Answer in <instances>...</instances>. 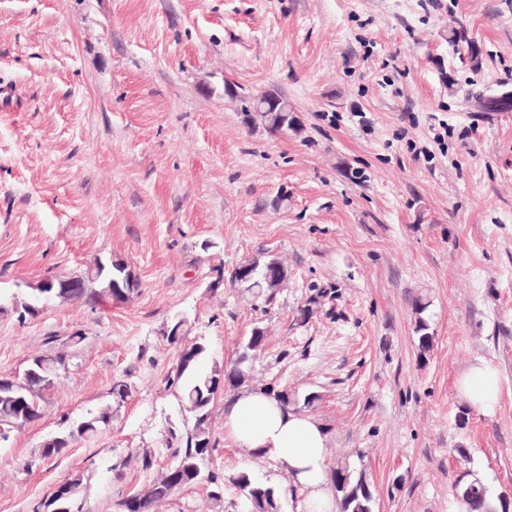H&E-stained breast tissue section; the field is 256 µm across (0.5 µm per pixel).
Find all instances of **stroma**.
<instances>
[{
  "label": "stroma",
  "mask_w": 512,
  "mask_h": 512,
  "mask_svg": "<svg viewBox=\"0 0 512 512\" xmlns=\"http://www.w3.org/2000/svg\"><path fill=\"white\" fill-rule=\"evenodd\" d=\"M459 27L477 61L450 51ZM269 89L300 135L245 124L246 97ZM505 92L512 0H0V376L66 361L42 419L0 445V512H33L73 479L72 512H123L175 461L193 425L166 386L179 314L208 345L205 371L265 328L244 390L317 394L328 466L364 473L375 512H450L474 478L512 494V107L484 104ZM261 255L288 268L271 305L216 285ZM100 258L128 266L130 300L24 315L42 279ZM480 360L500 376L488 413L457 391ZM102 406L106 429L41 458ZM209 425L222 505L195 485L158 512H238L246 469L304 512L287 471L225 432L223 400ZM428 307L429 304L423 302L422 299H417L414 303L415 314L417 315L414 333L417 336V346L422 356L431 350L435 338L434 334L430 331L429 322L423 316Z\"/></svg>",
  "instance_id": "35a3bbf8"
}]
</instances>
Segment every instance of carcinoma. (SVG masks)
Wrapping results in <instances>:
<instances>
[{
	"instance_id": "1",
	"label": "carcinoma",
	"mask_w": 512,
	"mask_h": 512,
	"mask_svg": "<svg viewBox=\"0 0 512 512\" xmlns=\"http://www.w3.org/2000/svg\"><path fill=\"white\" fill-rule=\"evenodd\" d=\"M448 45L459 58H478V49L468 37L466 30L453 29L446 37ZM245 122L253 128H262L269 134L290 131L301 132L294 113L249 111L243 108ZM127 268L125 263L112 262L111 270L101 271L102 260H97L92 268L83 274L85 287L61 288V278L45 277L38 289L22 303L23 311L30 315L38 313L50 301L68 302L87 297L107 295L116 301H126L134 293L137 282L118 291L112 289L110 275L116 268ZM287 280V269L275 258H253L240 263L231 274V285L250 292L266 302L273 300L276 291ZM429 304L418 299L414 303L416 322L414 333L420 355H425L434 344V336L424 313ZM186 324L172 321L166 332L171 344L179 346L174 376L167 379V386L178 389V399L182 407L194 419L193 427L186 436L184 452L171 463L144 491L121 502L125 512H154L155 506L168 499L175 492L205 481L213 485L210 498L217 505L224 502V485L218 477L205 470L209 457L211 434L209 429L210 406L219 392H230L242 385L247 377L252 361L265 344V330L256 326L250 336L240 344L237 358L229 368L214 369L208 373L199 370L206 359L208 347L203 341L182 343ZM39 363L35 371L25 369L20 378H0V444L9 441L11 433L26 424L42 417L38 402L40 393L53 386L59 370L64 366L60 356L40 355L33 357ZM111 407L105 406L89 411L75 427L59 436V440L41 451V458L51 460L63 455L71 444L82 437L93 435L109 425ZM331 481L336 492L339 512H374V496L365 476L354 477L347 467H338L331 472ZM238 490L241 512H281V489L260 481L252 473L241 471L232 478ZM457 499L468 505L469 512H512V499L506 495H492L478 479L458 485Z\"/></svg>"
}]
</instances>
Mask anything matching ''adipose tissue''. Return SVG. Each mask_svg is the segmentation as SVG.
Returning <instances> with one entry per match:
<instances>
[{
	"label": "adipose tissue",
	"instance_id": "1",
	"mask_svg": "<svg viewBox=\"0 0 512 512\" xmlns=\"http://www.w3.org/2000/svg\"><path fill=\"white\" fill-rule=\"evenodd\" d=\"M458 390L471 406L486 411L498 399L500 378L492 366L479 361L460 379ZM224 426L240 448L271 457L288 472L305 494L306 512H333L327 434L318 420L254 390L227 401Z\"/></svg>",
	"mask_w": 512,
	"mask_h": 512
}]
</instances>
